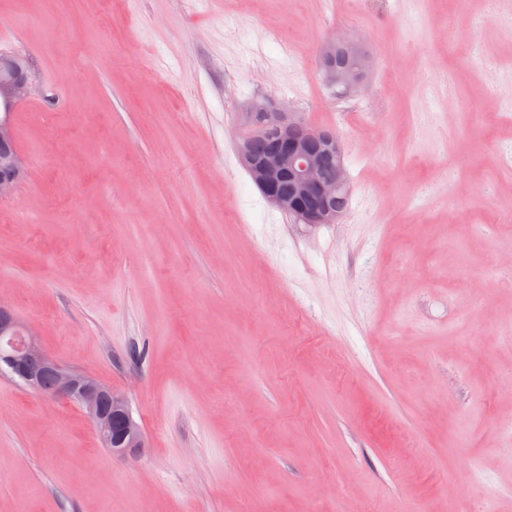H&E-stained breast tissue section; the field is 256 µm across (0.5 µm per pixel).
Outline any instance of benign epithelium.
I'll return each instance as SVG.
<instances>
[{"mask_svg": "<svg viewBox=\"0 0 512 512\" xmlns=\"http://www.w3.org/2000/svg\"><path fill=\"white\" fill-rule=\"evenodd\" d=\"M328 82L346 92L365 83L371 58L356 42H330L318 51ZM23 59L0 52V200L10 198L24 171L14 144L12 115L31 92ZM253 135L274 141L263 157L246 152L243 163L267 202L301 224H334L349 195L342 144L329 130L311 127L283 102H256L249 113ZM334 177L327 179L324 171ZM0 371L27 388L73 402L91 418L103 447L122 456L147 451L143 430L127 399L94 376L65 366L41 346L34 330L20 322L0 300ZM51 372L50 390L43 372Z\"/></svg>", "mask_w": 512, "mask_h": 512, "instance_id": "7a95c632", "label": "benign epithelium"}]
</instances>
